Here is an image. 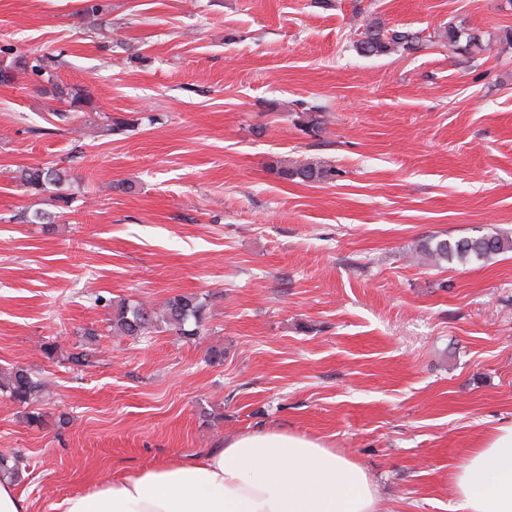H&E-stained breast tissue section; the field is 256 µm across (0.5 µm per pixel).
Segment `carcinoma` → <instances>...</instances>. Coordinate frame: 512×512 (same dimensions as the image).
Wrapping results in <instances>:
<instances>
[{
	"label": "carcinoma",
	"mask_w": 512,
	"mask_h": 512,
	"mask_svg": "<svg viewBox=\"0 0 512 512\" xmlns=\"http://www.w3.org/2000/svg\"><path fill=\"white\" fill-rule=\"evenodd\" d=\"M448 46L466 52L482 53L485 46L480 38L456 26L450 25L436 33ZM428 39L412 30L387 28L383 22L371 18L363 24V31L353 48L363 57L384 56L398 52H412L427 45ZM50 59L37 57L33 61L20 58L8 69H0V82L13 79V73L31 72L37 76H52ZM59 100L71 108L89 107L92 98L79 89L59 91ZM282 180H298L302 183H326L336 176V170L318 162L295 161L286 164L276 162L272 167ZM64 171L54 167H28L21 171L20 181L32 192H44L50 186L63 183ZM512 251V235L508 233L482 234L459 238L454 241L429 238L421 245V252L432 263L440 266L444 262L467 265L473 261H487L500 254ZM208 303L197 294L176 295L157 309L145 302L119 300L113 305L112 331L119 336L146 338L151 333L166 328L174 334L192 339L200 336ZM48 381L36 377L28 368L15 366L7 372L0 371V392L6 394L20 406H30L43 397ZM23 458L0 456V475L20 478Z\"/></svg>",
	"instance_id": "carcinoma-1"
}]
</instances>
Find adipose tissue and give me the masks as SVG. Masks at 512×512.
<instances>
[{"label": "adipose tissue", "instance_id": "obj_1", "mask_svg": "<svg viewBox=\"0 0 512 512\" xmlns=\"http://www.w3.org/2000/svg\"><path fill=\"white\" fill-rule=\"evenodd\" d=\"M462 512H512V422L493 426L452 474ZM61 512H376L357 462L297 433L261 430L197 460L161 462L75 493Z\"/></svg>", "mask_w": 512, "mask_h": 512}]
</instances>
